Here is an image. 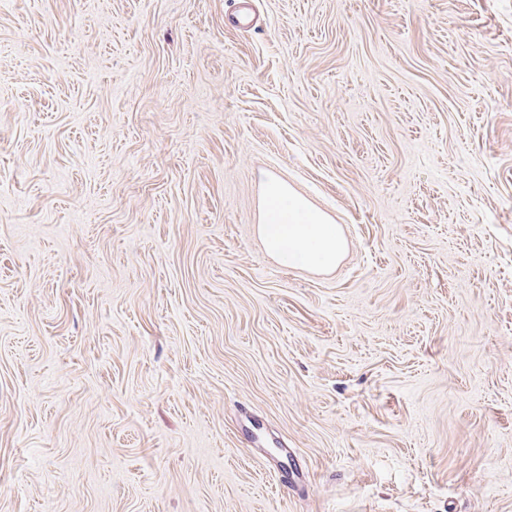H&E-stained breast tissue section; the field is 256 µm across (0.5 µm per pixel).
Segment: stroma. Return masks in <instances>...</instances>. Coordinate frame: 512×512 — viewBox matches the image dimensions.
<instances>
[{"label": "stroma", "mask_w": 512, "mask_h": 512, "mask_svg": "<svg viewBox=\"0 0 512 512\" xmlns=\"http://www.w3.org/2000/svg\"><path fill=\"white\" fill-rule=\"evenodd\" d=\"M256 8L0 0V512H512V0ZM264 194L259 233L267 251L285 267L335 269L345 245L327 216L279 179L268 178Z\"/></svg>", "instance_id": "stroma-1"}]
</instances>
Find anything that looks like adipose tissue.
<instances>
[{
	"instance_id": "adipose-tissue-1",
	"label": "adipose tissue",
	"mask_w": 512,
	"mask_h": 512,
	"mask_svg": "<svg viewBox=\"0 0 512 512\" xmlns=\"http://www.w3.org/2000/svg\"><path fill=\"white\" fill-rule=\"evenodd\" d=\"M259 233L267 251L289 268L335 269L344 241L327 216L288 185L268 178Z\"/></svg>"
}]
</instances>
